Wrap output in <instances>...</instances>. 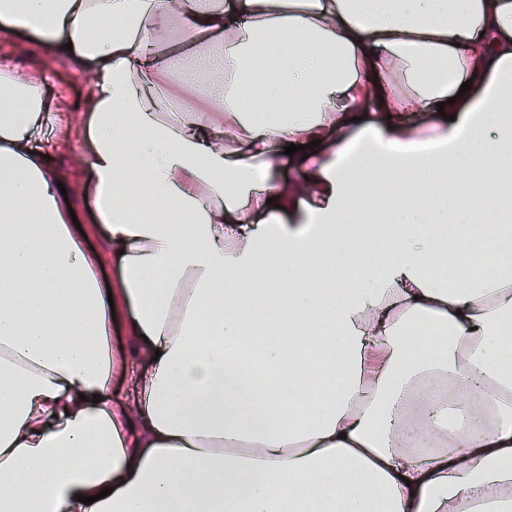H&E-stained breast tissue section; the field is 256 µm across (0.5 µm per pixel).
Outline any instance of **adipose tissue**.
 I'll return each mask as SVG.
<instances>
[{
    "label": "adipose tissue",
    "instance_id": "ef3b65f1",
    "mask_svg": "<svg viewBox=\"0 0 512 512\" xmlns=\"http://www.w3.org/2000/svg\"><path fill=\"white\" fill-rule=\"evenodd\" d=\"M0 30L93 66L109 245L82 248L43 163L38 78L0 65V512H512V229L335 233L368 189L406 210L413 179L444 214L512 162V0H0ZM270 36L259 88L239 55ZM161 65L207 109L173 105ZM439 102L424 134L411 114ZM117 316L138 360L112 352Z\"/></svg>",
    "mask_w": 512,
    "mask_h": 512
}]
</instances>
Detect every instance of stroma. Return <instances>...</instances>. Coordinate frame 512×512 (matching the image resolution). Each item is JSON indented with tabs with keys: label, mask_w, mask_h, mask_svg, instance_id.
Returning <instances> with one entry per match:
<instances>
[{
	"label": "stroma",
	"mask_w": 512,
	"mask_h": 512,
	"mask_svg": "<svg viewBox=\"0 0 512 512\" xmlns=\"http://www.w3.org/2000/svg\"><path fill=\"white\" fill-rule=\"evenodd\" d=\"M21 72L39 70L42 91L56 105V123L43 147L49 169L58 171L67 180L77 200L74 213L81 226L94 223L95 214L84 200L89 187L87 154L80 137L85 122L83 103L91 82L88 69L77 68L65 60L46 55L35 37L24 32L0 40V59Z\"/></svg>",
	"instance_id": "1"
}]
</instances>
